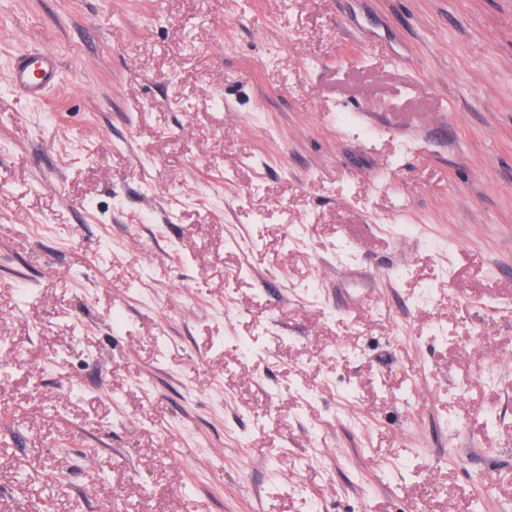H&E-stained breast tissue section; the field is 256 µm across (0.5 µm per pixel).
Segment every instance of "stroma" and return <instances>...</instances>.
Wrapping results in <instances>:
<instances>
[{
    "label": "stroma",
    "mask_w": 512,
    "mask_h": 512,
    "mask_svg": "<svg viewBox=\"0 0 512 512\" xmlns=\"http://www.w3.org/2000/svg\"><path fill=\"white\" fill-rule=\"evenodd\" d=\"M0 340V512H512V0H0ZM59 59L49 51L33 50L16 58L8 73L10 85L29 100H42L61 80Z\"/></svg>",
    "instance_id": "1"
}]
</instances>
